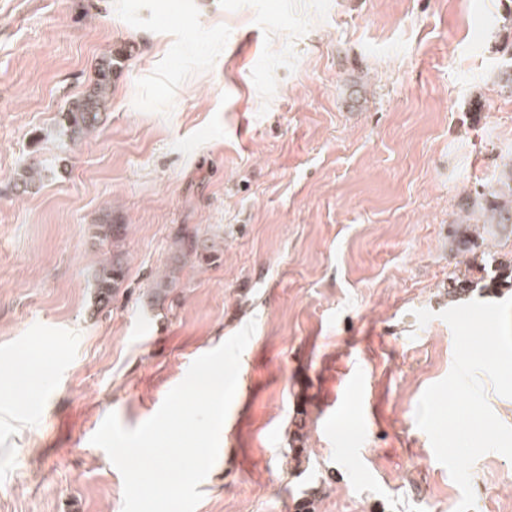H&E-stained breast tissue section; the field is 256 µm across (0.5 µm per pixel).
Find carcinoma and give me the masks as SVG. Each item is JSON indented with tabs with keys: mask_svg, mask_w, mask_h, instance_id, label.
Listing matches in <instances>:
<instances>
[{
	"mask_svg": "<svg viewBox=\"0 0 512 512\" xmlns=\"http://www.w3.org/2000/svg\"><path fill=\"white\" fill-rule=\"evenodd\" d=\"M114 57L102 59L96 68L94 80L80 96L70 100L59 115V128L63 135L72 140L84 137L95 130L103 119L105 104L112 87ZM493 83L502 91L512 93V57L504 60L494 71ZM507 162L502 164L499 175L475 191V196L466 203L463 223L471 229L470 221L482 224L488 234L507 228L512 224V151L503 155ZM42 177V170L34 164H26L17 180V189L28 192ZM94 237L105 246L118 242L125 231V225L107 222L93 225ZM178 244L188 253H198L200 239L197 230L182 228L176 235ZM127 266L123 254L114 251L112 256L100 263L93 275L94 305L98 310L109 306L112 296L125 281Z\"/></svg>",
	"mask_w": 512,
	"mask_h": 512,
	"instance_id": "1",
	"label": "carcinoma"
}]
</instances>
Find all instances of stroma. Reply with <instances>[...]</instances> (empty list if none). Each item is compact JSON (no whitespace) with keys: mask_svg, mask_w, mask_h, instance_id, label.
Here are the masks:
<instances>
[{"mask_svg":"<svg viewBox=\"0 0 512 512\" xmlns=\"http://www.w3.org/2000/svg\"><path fill=\"white\" fill-rule=\"evenodd\" d=\"M118 49L102 125L63 136ZM511 51L512 0H0V365L33 366L0 393V512H122L92 435L152 417L251 321L195 512L309 493L315 512H455L415 412L453 364L441 312L512 298L492 282L512 233L469 254L456 225L512 146L493 82ZM30 157L43 177L20 195ZM108 219L128 271L97 313ZM184 225L216 260L182 257ZM471 484L476 512H512L511 460L483 454Z\"/></svg>","mask_w":512,"mask_h":512,"instance_id":"1","label":"stroma"}]
</instances>
